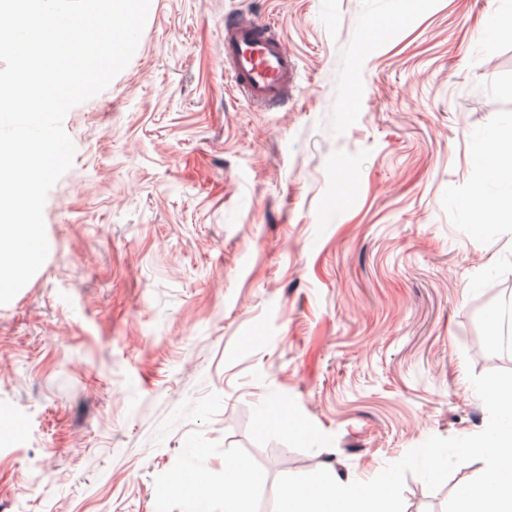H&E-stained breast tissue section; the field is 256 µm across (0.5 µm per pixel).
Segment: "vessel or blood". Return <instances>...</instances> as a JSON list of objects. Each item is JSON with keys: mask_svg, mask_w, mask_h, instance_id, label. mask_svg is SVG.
<instances>
[{"mask_svg": "<svg viewBox=\"0 0 512 512\" xmlns=\"http://www.w3.org/2000/svg\"><path fill=\"white\" fill-rule=\"evenodd\" d=\"M224 66L235 75V91L263 108L287 102L298 76L296 59L275 25L252 15L225 21Z\"/></svg>", "mask_w": 512, "mask_h": 512, "instance_id": "1", "label": "vessel or blood"}]
</instances>
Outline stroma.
I'll return each mask as SVG.
<instances>
[{
	"mask_svg": "<svg viewBox=\"0 0 512 512\" xmlns=\"http://www.w3.org/2000/svg\"><path fill=\"white\" fill-rule=\"evenodd\" d=\"M246 13L298 58L284 106L233 90L224 20ZM64 128L49 253L0 305V512H224L228 458L262 512L266 452L367 481L485 427L468 376L512 321V177L484 160L512 148V0H151ZM483 467L408 476L404 512Z\"/></svg>",
	"mask_w": 512,
	"mask_h": 512,
	"instance_id": "1",
	"label": "stroma"
}]
</instances>
